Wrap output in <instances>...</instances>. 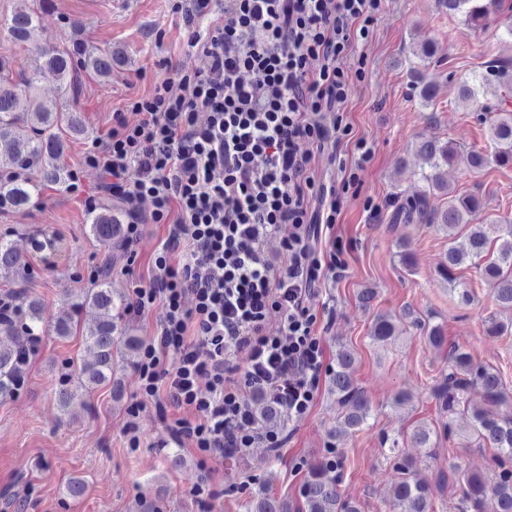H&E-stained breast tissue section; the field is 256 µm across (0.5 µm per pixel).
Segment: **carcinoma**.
<instances>
[{
    "mask_svg": "<svg viewBox=\"0 0 512 512\" xmlns=\"http://www.w3.org/2000/svg\"><path fill=\"white\" fill-rule=\"evenodd\" d=\"M46 0H35L33 7L19 12L6 26L19 42L30 40L40 26L41 12ZM448 15L464 17L467 25L481 28L487 25L490 14H498L511 6L505 0H443ZM120 57L112 47L95 45L45 48L36 52L35 64L29 71H20L13 77V69L0 60V209H24L39 195L47 183L60 187L67 185L70 174L62 163L64 135L77 139L86 133V127L77 108L78 73L86 72L100 81L108 80ZM47 70L59 81L60 107L48 109L37 93L39 74ZM512 89V62L494 61L485 74L465 81L458 88L462 100L478 102L480 89L488 83ZM491 151L458 150L451 141L422 140L416 153L422 162L420 179L425 188L418 195L407 197L392 214L394 223L412 224L426 221L448 233V257L442 275L453 290L469 298L467 286L453 276L454 269L467 260L483 257L488 245L497 244L496 255L481 269L484 281L492 287V297L500 305L512 308V224L482 216L479 199L471 194L459 195L441 176V169L463 161L471 169L482 170L492 164L512 165V112H497L489 121ZM31 174H25V171ZM431 195H439L447 202L439 209H428ZM125 212L117 205L107 204L89 213V232L101 244L119 249L124 239ZM495 237H489V234ZM30 246L37 252H56L60 241L46 235H32ZM112 259H107L100 270L95 287L82 293V302L72 305L73 312L61 315L55 321L45 319L41 305L30 301L17 307V314L0 315V335L14 336L11 346L0 345V397L12 395L22 387L24 367L28 363L30 340L51 331L59 337H68L78 330L76 311L88 305L98 311L95 324L86 332L85 340L94 351V359L69 370L59 390V404L67 406L75 391L84 392L112 381V369L127 354L139 355L144 342L136 336L118 332L117 322L126 306L125 297L112 289L109 270ZM26 260L14 241L0 237V271L12 272L18 281L25 282ZM354 356L341 351L336 356L332 373V390L341 412L343 429L356 430L370 416V403L364 392L353 381ZM484 392L485 407L470 408L467 394L473 387ZM441 410L448 413V433H453L454 416L470 413L471 435L497 451L498 471L490 478L468 471L459 464L448 470V480L462 486L461 512H512V417L499 415L498 409L507 401L504 383L494 369L474 361L470 353L456 349L448 362V372L430 390ZM255 422L265 427L282 424L279 405L262 398L253 405ZM395 468L400 478L394 488V506L397 512H430L429 484L418 476L415 463L393 449ZM339 460L331 459L322 468L311 473L303 487L302 497L306 512H359V509L341 501L337 492L336 469ZM250 512H287V506L261 494L251 502Z\"/></svg>",
    "mask_w": 512,
    "mask_h": 512,
    "instance_id": "1",
    "label": "carcinoma"
}]
</instances>
